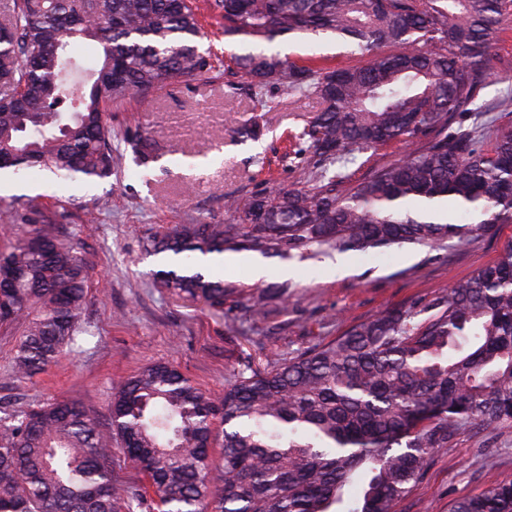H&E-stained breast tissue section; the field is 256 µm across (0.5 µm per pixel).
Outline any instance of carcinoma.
Wrapping results in <instances>:
<instances>
[{"label":"carcinoma","instance_id":"cac0c4a2","mask_svg":"<svg viewBox=\"0 0 512 512\" xmlns=\"http://www.w3.org/2000/svg\"><path fill=\"white\" fill-rule=\"evenodd\" d=\"M227 33L323 35L368 57L322 71L262 51L235 58L251 88L314 95L323 109L289 134L304 190L252 193L242 224H189L149 243L176 268L164 287L224 311L236 289L201 257L317 246L466 248L512 223V129L484 147L451 129L492 75L512 0H212ZM189 0H11L0 22V176L40 167L66 181L112 175L106 109L212 69ZM88 41L98 56L88 63ZM417 144L354 182L355 154ZM472 218L459 222L453 212ZM0 250V325L22 323L13 374L56 364L80 332L85 261L51 217L10 212ZM111 426L53 401L0 416V512H136L145 496L112 477V439L167 512H395L435 452L465 430L512 426V241L428 300L351 321L335 338L242 371L213 396L168 364L113 394ZM221 427L222 459L210 447ZM451 512H512V481Z\"/></svg>","mask_w":512,"mask_h":512}]
</instances>
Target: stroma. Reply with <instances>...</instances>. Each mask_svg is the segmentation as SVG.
Masks as SVG:
<instances>
[{
	"instance_id": "35a3bbf8",
	"label": "stroma",
	"mask_w": 512,
	"mask_h": 512,
	"mask_svg": "<svg viewBox=\"0 0 512 512\" xmlns=\"http://www.w3.org/2000/svg\"><path fill=\"white\" fill-rule=\"evenodd\" d=\"M212 71L180 79L112 107L110 178L91 185L46 176L17 181L18 209L39 208L54 217L67 242L86 259L89 290L81 331L59 364L32 378L11 376L21 324L0 326V400L16 407L53 400L73 402L108 427L109 404L121 380L155 362H166L204 391L219 394L235 376L265 360L295 356L340 334L346 320H363L384 308L431 297L439 288L470 276L512 240V224L469 248L394 247L379 260L356 252L315 247L264 255L266 277L253 279L247 266L215 269L214 278L238 290L223 311L178 297L158 282L166 268L146 243L181 224H232L225 203L264 189H304V172L285 159L288 134L320 111L316 97H293L269 87L255 101L236 56L265 49L300 66L325 70L362 64L360 55L335 41L282 36L265 41L228 34L207 0H191ZM494 69L480 101L483 139L492 143L512 126V16L504 18ZM261 115L260 140L243 137L248 119ZM161 142L162 157L142 159L133 142ZM346 261L345 271L331 267ZM272 294L268 318H252L251 294ZM512 480V427L461 432L438 450L424 479L397 512H450L456 501Z\"/></svg>"
}]
</instances>
